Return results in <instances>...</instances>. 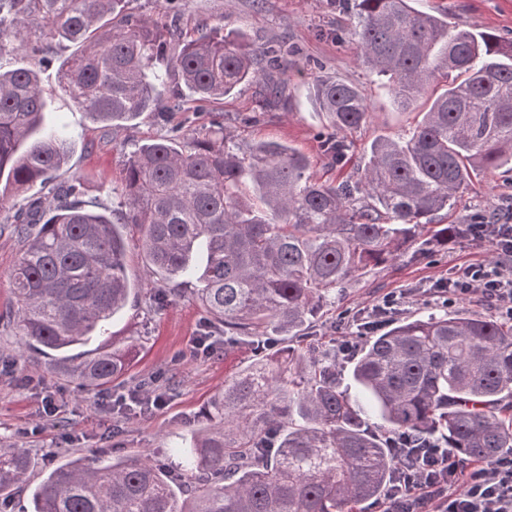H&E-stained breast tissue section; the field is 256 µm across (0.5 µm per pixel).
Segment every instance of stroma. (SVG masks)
Instances as JSON below:
<instances>
[{"label": "stroma", "instance_id": "1", "mask_svg": "<svg viewBox=\"0 0 512 512\" xmlns=\"http://www.w3.org/2000/svg\"><path fill=\"white\" fill-rule=\"evenodd\" d=\"M136 5L141 13L166 21L176 16L224 25L242 33L256 48L285 44L289 48L283 60L286 84L282 97L274 102L267 98L262 82L254 81L211 102L208 112H175L165 122L147 112L131 125L112 129L64 107L56 67L40 70L42 85L55 106L49 120L67 123L75 135L71 160L60 176H83L89 194L108 207L118 203L115 189L130 151L166 135L170 126L206 125L214 112L223 113L225 128L241 148L259 141L281 142L309 157L316 176L331 177L323 152L330 129L311 102L312 85L318 79L355 84L371 107L370 122L350 136L353 165L367 161L376 137L405 135L418 119L415 111L399 109L380 78L363 64L349 35L353 14L342 0H136ZM415 7L447 14L453 27L512 40V0H416ZM483 211L512 216V174L507 169L480 173L457 205L440 212L435 221L459 224ZM497 259L496 253L469 236L445 247L413 243L396 260L369 267L350 280L304 334L309 341L336 350L345 338L359 339L362 323L374 319L385 330L392 320L427 312L494 315L487 303L470 299L447 304L427 290L455 277L468 263ZM391 293L402 295L400 306L392 315L376 318L375 306ZM200 320L199 302L189 286L151 304L132 296L123 313L110 321L106 334L119 341L134 337L139 352L123 380L90 392L79 391L53 368L48 356L20 354L18 337L0 325V448H26L35 461L31 474L35 482L45 468L61 461L65 450L89 459L141 454L158 463L180 460L191 433L205 426V411L223 390L225 377L247 369L255 360L253 349L243 344L223 355L198 349ZM135 391L155 392L164 404L144 415L119 413V402ZM46 398L58 406L56 417H45Z\"/></svg>", "mask_w": 512, "mask_h": 512}]
</instances>
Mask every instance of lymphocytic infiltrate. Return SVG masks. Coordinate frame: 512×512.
I'll list each match as a JSON object with an SVG mask.
<instances>
[{
	"label": "lymphocytic infiltrate",
	"instance_id": "1",
	"mask_svg": "<svg viewBox=\"0 0 512 512\" xmlns=\"http://www.w3.org/2000/svg\"><path fill=\"white\" fill-rule=\"evenodd\" d=\"M473 239L499 256L493 264L463 268L457 279L439 283L448 300L478 299L512 320V224L493 232L469 227ZM398 479L385 495L384 512H512V455L493 464H462L450 449L433 442L396 449Z\"/></svg>",
	"mask_w": 512,
	"mask_h": 512
}]
</instances>
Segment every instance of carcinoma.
Instances as JSON below:
<instances>
[{
  "mask_svg": "<svg viewBox=\"0 0 512 512\" xmlns=\"http://www.w3.org/2000/svg\"><path fill=\"white\" fill-rule=\"evenodd\" d=\"M132 2L0 0V57L48 66L55 42L75 45L59 65L61 90L104 126L197 112L261 77L277 92L288 47L257 52L206 21L190 35ZM411 2L354 0L360 55L402 110L438 78L448 84L406 139L372 141L356 180H322L278 142L242 151L219 113L207 129L175 126L132 151L121 211L106 214L83 178L57 176L74 135L45 122L38 72L0 61V234L21 244L0 322L20 354L55 353L54 366L87 391L126 374L135 338L78 348L133 292L131 230L156 282H195L204 327L257 355L250 372L224 379L185 463L78 458L32 488L33 460L13 448L0 452V497L29 488L21 512H356L393 479L391 438L439 442L462 462L512 454V324L464 310L400 319L363 339L354 394L336 360L267 342L301 331L346 281L417 236L446 246L464 234L432 217L454 208L476 171L512 164V41L453 30L448 15ZM312 103L332 129L325 150L345 165V137L370 121L369 104L343 80L316 81ZM36 184L37 199L12 204Z\"/></svg>",
  "mask_w": 512,
  "mask_h": 512,
  "instance_id": "carcinoma-1",
  "label": "carcinoma"
}]
</instances>
